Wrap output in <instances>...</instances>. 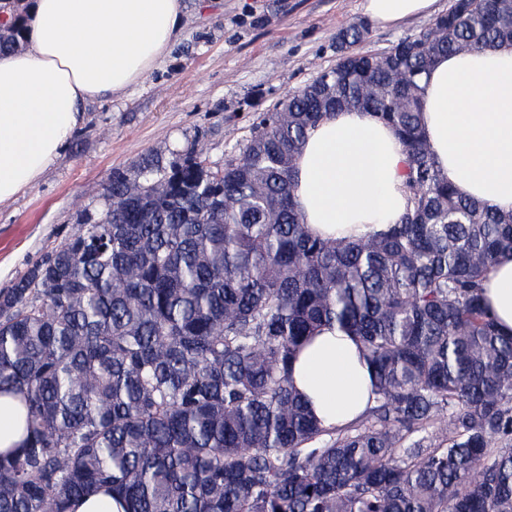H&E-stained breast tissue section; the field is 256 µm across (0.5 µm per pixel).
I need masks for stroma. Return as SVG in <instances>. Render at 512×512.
Here are the masks:
<instances>
[{
	"mask_svg": "<svg viewBox=\"0 0 512 512\" xmlns=\"http://www.w3.org/2000/svg\"><path fill=\"white\" fill-rule=\"evenodd\" d=\"M180 36L123 98L86 119L37 183L0 206V289L102 206L113 172L143 155L196 150L211 169L251 134L256 114L336 61L335 38L363 22L360 0H184Z\"/></svg>",
	"mask_w": 512,
	"mask_h": 512,
	"instance_id": "stroma-1",
	"label": "stroma"
}]
</instances>
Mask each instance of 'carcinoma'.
<instances>
[{"label": "carcinoma", "mask_w": 512, "mask_h": 512, "mask_svg": "<svg viewBox=\"0 0 512 512\" xmlns=\"http://www.w3.org/2000/svg\"><path fill=\"white\" fill-rule=\"evenodd\" d=\"M25 16L0 24V55ZM364 23L336 64L259 114L213 171L147 154L97 216L0 290V512H512V335L484 297L512 213L458 195L421 124L444 55L512 45V0H450L380 52ZM368 111L406 155L407 208L367 241L311 234L292 194L309 130ZM324 327L355 339L372 404L319 423L292 366ZM23 408L17 398L0 396V452L7 453L17 448L23 438ZM74 512H126V504L120 496L102 489L77 502Z\"/></svg>", "instance_id": "carcinoma-1"}]
</instances>
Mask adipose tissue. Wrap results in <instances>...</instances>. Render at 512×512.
<instances>
[{"label": "adipose tissue", "mask_w": 512, "mask_h": 512, "mask_svg": "<svg viewBox=\"0 0 512 512\" xmlns=\"http://www.w3.org/2000/svg\"><path fill=\"white\" fill-rule=\"evenodd\" d=\"M436 0H361L371 21L394 26L432 14ZM24 50L0 57V205L34 185L93 102L124 95L153 70L184 22L182 0H27ZM422 121L459 194L512 212V46L437 61L424 84ZM406 155L367 112L326 116L296 160L294 200L310 231L361 238L402 214ZM485 302L512 333V254L489 274ZM324 425L357 418L371 400L370 369L353 338L314 336L292 369Z\"/></svg>", "instance_id": "adipose-tissue-1"}]
</instances>
